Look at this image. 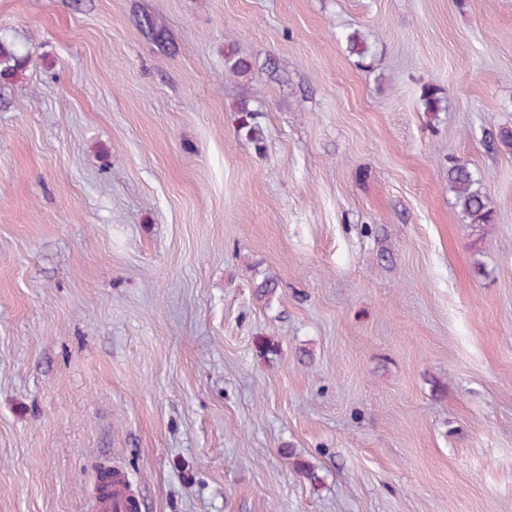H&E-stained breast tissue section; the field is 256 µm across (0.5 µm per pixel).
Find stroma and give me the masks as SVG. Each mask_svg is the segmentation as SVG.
Wrapping results in <instances>:
<instances>
[{
	"label": "stroma",
	"mask_w": 512,
	"mask_h": 512,
	"mask_svg": "<svg viewBox=\"0 0 512 512\" xmlns=\"http://www.w3.org/2000/svg\"><path fill=\"white\" fill-rule=\"evenodd\" d=\"M0 38V512L107 465L138 512H512V0H0ZM25 69V60L13 44L0 40V77H12ZM236 110L238 112V135L259 146L263 142V129L258 121L260 112L250 106L248 99L240 100ZM448 190L453 194L454 206L467 224H491L493 211L480 182L464 164L448 168Z\"/></svg>",
	"instance_id": "1"
}]
</instances>
